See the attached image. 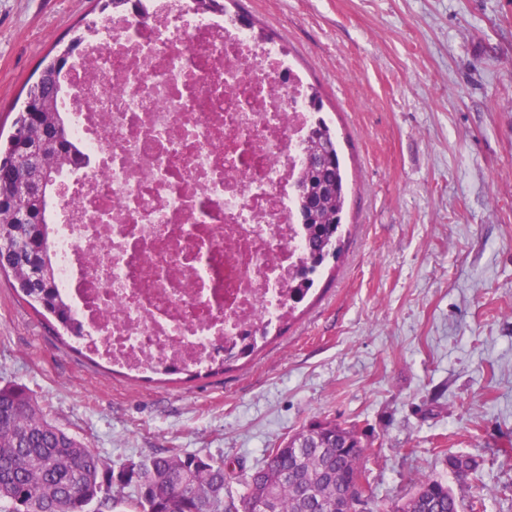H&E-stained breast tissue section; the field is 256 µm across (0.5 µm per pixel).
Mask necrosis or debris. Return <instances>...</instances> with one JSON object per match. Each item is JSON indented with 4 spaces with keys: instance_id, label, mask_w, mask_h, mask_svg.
<instances>
[{
    "instance_id": "4bbe7bcc",
    "label": "necrosis or debris",
    "mask_w": 512,
    "mask_h": 512,
    "mask_svg": "<svg viewBox=\"0 0 512 512\" xmlns=\"http://www.w3.org/2000/svg\"><path fill=\"white\" fill-rule=\"evenodd\" d=\"M280 46L196 0H127L59 79L78 164L48 199L57 292L96 356L207 367L288 311L315 114Z\"/></svg>"
}]
</instances>
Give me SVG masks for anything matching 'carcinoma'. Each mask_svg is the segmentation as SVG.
Masks as SVG:
<instances>
[{
  "label": "carcinoma",
  "instance_id": "obj_1",
  "mask_svg": "<svg viewBox=\"0 0 512 512\" xmlns=\"http://www.w3.org/2000/svg\"><path fill=\"white\" fill-rule=\"evenodd\" d=\"M84 36L83 32L75 35L30 88L21 111V119L29 122L15 128L0 146V166L23 158L26 139L61 127L56 112L57 76ZM72 152L67 139L59 141L49 162L51 179L60 175ZM308 183L315 191L298 195L300 223L307 229V238L290 316L314 287L324 264L339 259L343 251L341 161L324 119L308 134L307 165L298 184ZM14 205L11 194L0 190V264L11 265L13 287L30 305L78 337L67 306L55 291L52 265L44 263L38 246L46 228V203L30 204L28 220L12 232L5 225ZM367 451L356 426L313 421L283 447L268 449L264 465L251 474L245 492L236 498L226 490L223 463L177 448L117 473L105 472L87 446L42 413L25 387H0V501L8 504V512H90L114 485L131 487L133 494L110 498L104 512L119 505L129 512H253V502L260 497L273 501L274 512H332L336 500L343 499L355 481L364 479L361 463ZM448 468L461 479H471L478 463L470 457L450 456ZM395 512H458V505L448 485L424 476L416 492Z\"/></svg>",
  "mask_w": 512,
  "mask_h": 512
}]
</instances>
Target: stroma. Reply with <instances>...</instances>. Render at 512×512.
<instances>
[{
  "mask_svg": "<svg viewBox=\"0 0 512 512\" xmlns=\"http://www.w3.org/2000/svg\"><path fill=\"white\" fill-rule=\"evenodd\" d=\"M97 0H0V136ZM322 94L348 172L345 247L249 359L192 380L90 361L0 273V386L119 470L170 448L241 493L314 420L357 424L364 503L423 476L512 512V0H229ZM478 461L454 481L448 458Z\"/></svg>",
  "mask_w": 512,
  "mask_h": 512,
  "instance_id": "35a3bbf8",
  "label": "stroma"
}]
</instances>
